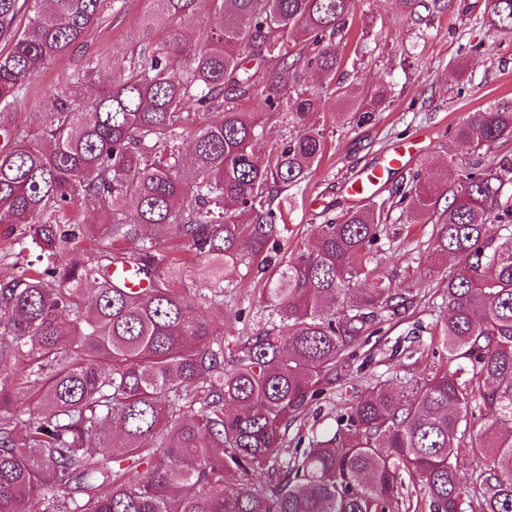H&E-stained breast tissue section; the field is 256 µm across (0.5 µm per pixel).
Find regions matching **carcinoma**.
Segmentation results:
<instances>
[{
  "instance_id": "obj_1",
  "label": "carcinoma",
  "mask_w": 512,
  "mask_h": 512,
  "mask_svg": "<svg viewBox=\"0 0 512 512\" xmlns=\"http://www.w3.org/2000/svg\"><path fill=\"white\" fill-rule=\"evenodd\" d=\"M128 2L0 0V241L26 231L48 257L0 281V512H512V249L487 235L489 223L512 230V159L459 171L441 214L439 188L417 171L395 202L372 197L319 225L271 289L278 322L226 358V269L268 261L274 201L325 153L320 114L342 98L349 58L336 39L356 0H146L139 38L112 50V69L88 55L39 131L14 138L26 82ZM401 2L412 16L453 0ZM201 12L193 47L176 23ZM487 23L512 36V0H488ZM92 82V101L73 99ZM254 99L297 128L262 158L258 113L241 107ZM190 101L197 111H184ZM385 101L365 95L351 122ZM454 137L474 153L512 139V102L469 114ZM394 207L432 224L433 252L451 263L436 324L448 366L401 394L368 389L334 433L280 463L288 426L336 383L349 350L409 308L370 267ZM86 211L104 223L83 225ZM202 258L213 312L193 318L179 284ZM124 263L146 273L144 292L110 279ZM262 469L274 479L244 492L224 483Z\"/></svg>"
}]
</instances>
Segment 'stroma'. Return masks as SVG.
<instances>
[{
  "label": "stroma",
  "instance_id": "1",
  "mask_svg": "<svg viewBox=\"0 0 512 512\" xmlns=\"http://www.w3.org/2000/svg\"><path fill=\"white\" fill-rule=\"evenodd\" d=\"M486 4L453 0L442 14L410 18L400 0H358L348 38L363 41L364 54L344 79L346 96L358 100L383 87L387 100L373 120L359 127L350 126L346 112L328 103L324 157L305 182L275 202L281 216L280 259L296 256L313 242L318 225L329 217L328 205L342 209L364 204V197L350 192L351 182L382 163L397 146L413 144L415 156L387 175V191L417 170L442 184L477 161V154L461 152L453 136L456 126L478 109L512 101V39L495 35L483 23ZM140 8L139 0H131L124 14L90 34L87 49L68 51L27 82L10 117L16 137L38 130L43 105L58 84L80 68L84 53L98 55L102 68L111 67L113 45L138 37ZM460 58L466 65L462 74L456 69ZM387 232L381 271L394 285L411 289L413 305L354 348L335 388L310 402L289 427L283 457L292 455L298 439L335 430L338 414L368 387L382 381L400 392L407 381L424 379L447 362L446 353L433 351L430 343L445 309L444 284L431 275L437 266L428 247L431 227L393 216ZM231 276L224 285L228 353L265 328L271 304L268 289L278 273L271 269L260 276L240 264Z\"/></svg>",
  "mask_w": 512,
  "mask_h": 512
}]
</instances>
